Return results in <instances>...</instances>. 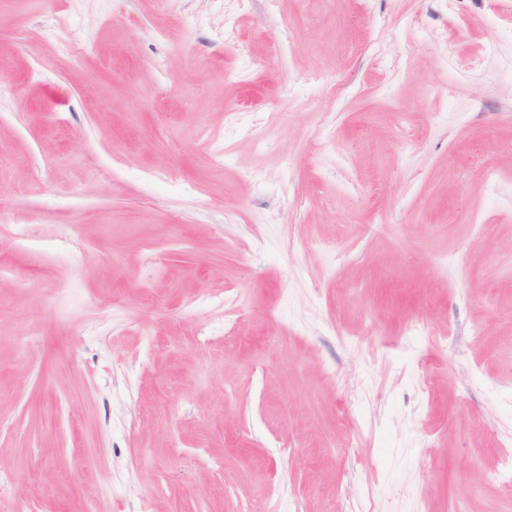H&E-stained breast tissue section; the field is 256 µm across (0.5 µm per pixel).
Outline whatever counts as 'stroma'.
Here are the masks:
<instances>
[{
    "label": "stroma",
    "mask_w": 512,
    "mask_h": 512,
    "mask_svg": "<svg viewBox=\"0 0 512 512\" xmlns=\"http://www.w3.org/2000/svg\"><path fill=\"white\" fill-rule=\"evenodd\" d=\"M3 76L0 512H512V0H0Z\"/></svg>",
    "instance_id": "obj_1"
}]
</instances>
